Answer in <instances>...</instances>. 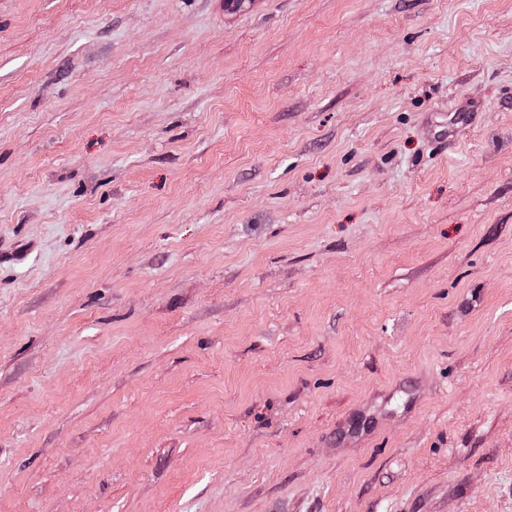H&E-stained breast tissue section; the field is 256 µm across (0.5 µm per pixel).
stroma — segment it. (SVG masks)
I'll return each instance as SVG.
<instances>
[{"label":"stroma","instance_id":"stroma-1","mask_svg":"<svg viewBox=\"0 0 512 512\" xmlns=\"http://www.w3.org/2000/svg\"><path fill=\"white\" fill-rule=\"evenodd\" d=\"M0 512H512V0H0Z\"/></svg>","mask_w":512,"mask_h":512}]
</instances>
